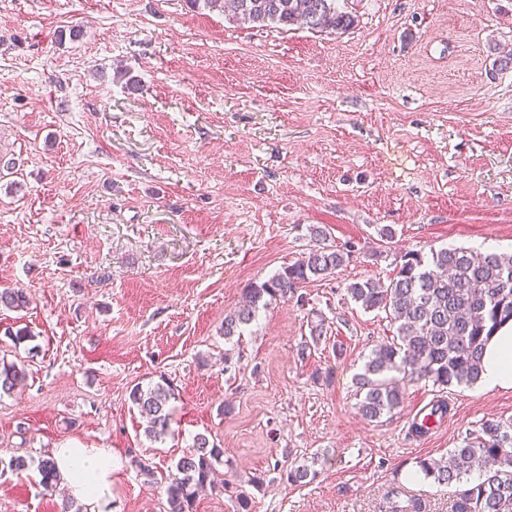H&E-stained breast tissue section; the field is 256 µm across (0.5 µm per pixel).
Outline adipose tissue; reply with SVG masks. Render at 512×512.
<instances>
[{
    "label": "adipose tissue",
    "mask_w": 512,
    "mask_h": 512,
    "mask_svg": "<svg viewBox=\"0 0 512 512\" xmlns=\"http://www.w3.org/2000/svg\"><path fill=\"white\" fill-rule=\"evenodd\" d=\"M482 390H512V322L499 327L483 351ZM53 457L70 497L89 512H103L112 500V454L104 448H58Z\"/></svg>",
    "instance_id": "1"
}]
</instances>
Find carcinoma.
<instances>
[{
  "label": "carcinoma",
  "instance_id": "obj_1",
  "mask_svg": "<svg viewBox=\"0 0 512 512\" xmlns=\"http://www.w3.org/2000/svg\"><path fill=\"white\" fill-rule=\"evenodd\" d=\"M347 0H189L195 7L218 12L249 28L298 25L315 32L336 34L350 29L355 17ZM349 253L315 245L294 264L254 284L245 301L224 316V339L242 336L245 326L277 300L305 302L300 285L332 276ZM399 271L386 281L368 278L351 283L347 295L363 309L386 314L395 326L392 339L381 343L357 379L358 411L374 421L392 413L404 400L406 387L420 380L441 389L477 383L487 337L512 321V254H475L464 248H440L425 255L410 251ZM29 295L19 288L0 290V307L22 310ZM25 364L0 362V398L26 385ZM131 402L145 419L144 434L163 442L171 430L174 389L163 381L130 391ZM448 414V401L432 405L411 433L422 437L431 424ZM223 451L204 434L196 435L164 479L167 512H193L198 491L210 484ZM420 472L435 482L455 487L451 512H512V425L486 420L467 434L460 447L439 461L419 463ZM478 479L471 480L474 470ZM40 485L56 487L59 475L52 456L38 465Z\"/></svg>",
  "mask_w": 512,
  "mask_h": 512
}]
</instances>
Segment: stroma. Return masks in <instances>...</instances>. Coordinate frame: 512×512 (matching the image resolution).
Here are the masks:
<instances>
[{
    "mask_svg": "<svg viewBox=\"0 0 512 512\" xmlns=\"http://www.w3.org/2000/svg\"><path fill=\"white\" fill-rule=\"evenodd\" d=\"M348 8L354 28L330 35L247 29L187 0H0V289L30 296L0 325L34 334L0 344L28 366L0 399V458L29 463L0 474V512H61L37 469L61 447L119 460L111 512H166L158 480L199 433L224 455L194 512H241V490L251 512L414 498L450 512L451 487L420 461L512 423V390L428 381L364 419L356 378L395 328L346 294L412 250L512 252V0ZM316 228L349 261L226 341L245 289ZM162 379L175 398L160 444L129 393ZM441 396L446 418L413 436ZM302 463L316 477L288 483Z\"/></svg>",
    "mask_w": 512,
    "mask_h": 512,
    "instance_id": "35a3bbf8",
    "label": "stroma"
}]
</instances>
